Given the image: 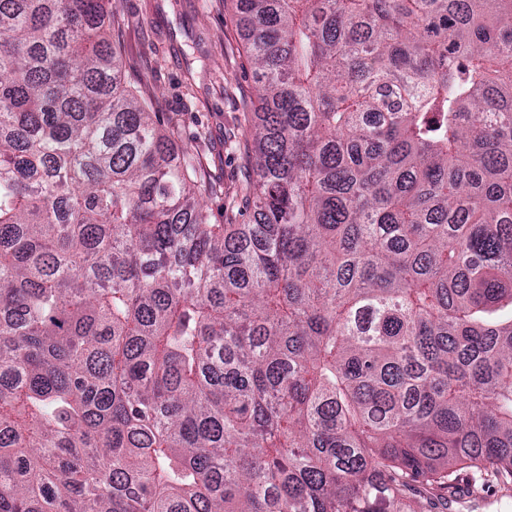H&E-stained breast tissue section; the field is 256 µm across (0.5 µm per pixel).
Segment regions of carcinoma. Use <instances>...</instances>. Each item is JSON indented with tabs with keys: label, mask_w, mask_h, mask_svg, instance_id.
I'll return each instance as SVG.
<instances>
[{
	"label": "carcinoma",
	"mask_w": 512,
	"mask_h": 512,
	"mask_svg": "<svg viewBox=\"0 0 512 512\" xmlns=\"http://www.w3.org/2000/svg\"><path fill=\"white\" fill-rule=\"evenodd\" d=\"M112 0H0V512H417L512 479V0H236L249 224ZM448 484L450 493L433 491L416 483L415 487L421 490V497L417 495L416 498H421L424 503L428 502L425 503V512H512V481L509 490H505L490 475H483L472 469L456 468L448 477ZM439 494L444 495L440 498ZM448 495L468 498L454 503L452 510L448 511Z\"/></svg>",
	"instance_id": "cac0c4a2"
}]
</instances>
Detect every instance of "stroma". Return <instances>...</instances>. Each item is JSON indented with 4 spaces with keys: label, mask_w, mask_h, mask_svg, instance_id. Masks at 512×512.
<instances>
[{
    "label": "stroma",
    "mask_w": 512,
    "mask_h": 512,
    "mask_svg": "<svg viewBox=\"0 0 512 512\" xmlns=\"http://www.w3.org/2000/svg\"><path fill=\"white\" fill-rule=\"evenodd\" d=\"M114 2L126 78L195 159L212 223L248 221L243 188L254 163L245 130L255 91L235 0ZM448 484L458 503L425 487L426 512H512V489L494 477L457 468Z\"/></svg>",
    "instance_id": "stroma-1"
}]
</instances>
